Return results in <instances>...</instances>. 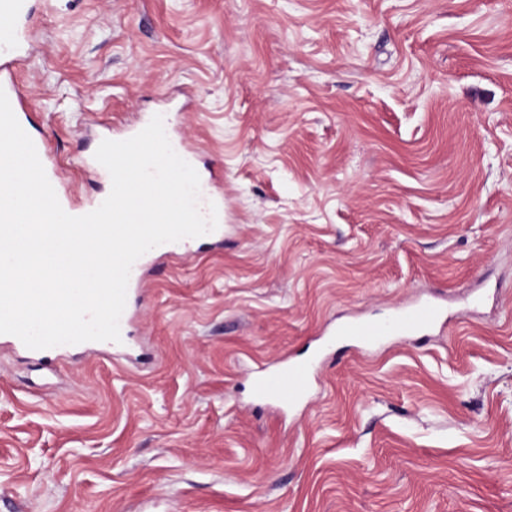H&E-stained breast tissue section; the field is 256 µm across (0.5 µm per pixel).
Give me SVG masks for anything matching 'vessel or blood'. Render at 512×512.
I'll return each mask as SVG.
<instances>
[{"label": "vessel or blood", "mask_w": 512, "mask_h": 512, "mask_svg": "<svg viewBox=\"0 0 512 512\" xmlns=\"http://www.w3.org/2000/svg\"><path fill=\"white\" fill-rule=\"evenodd\" d=\"M30 0H0V20L6 27L0 31V88L4 89L17 120H25L26 103L16 87L14 67L28 52L30 46ZM221 178L214 169H207L200 176L199 207L202 214L210 210H223L224 200L214 189ZM178 243H165L142 255L132 266L127 304L137 302L146 267L156 258L174 253ZM448 309L436 301L420 302L395 310L377 321L353 320L337 328V335L372 345L389 336L409 332L425 334L445 323ZM316 363L312 360L285 362L282 367L259 371L253 378V394L260 400L286 401L297 404L311 391Z\"/></svg>", "instance_id": "b4317fda"}]
</instances>
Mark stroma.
<instances>
[{"label": "stroma", "instance_id": "obj_1", "mask_svg": "<svg viewBox=\"0 0 512 512\" xmlns=\"http://www.w3.org/2000/svg\"><path fill=\"white\" fill-rule=\"evenodd\" d=\"M30 130L176 113L224 244L148 273L133 364L0 344V512H512V0H32ZM416 299L428 335L321 331ZM317 358L309 398L257 369Z\"/></svg>", "mask_w": 512, "mask_h": 512}]
</instances>
